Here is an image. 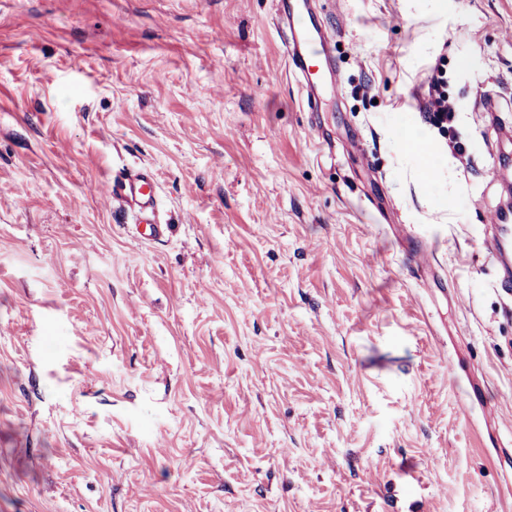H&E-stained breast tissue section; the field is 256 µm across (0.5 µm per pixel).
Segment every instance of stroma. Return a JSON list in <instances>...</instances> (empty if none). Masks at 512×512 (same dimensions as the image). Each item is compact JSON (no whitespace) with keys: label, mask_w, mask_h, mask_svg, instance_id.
Returning <instances> with one entry per match:
<instances>
[{"label":"stroma","mask_w":512,"mask_h":512,"mask_svg":"<svg viewBox=\"0 0 512 512\" xmlns=\"http://www.w3.org/2000/svg\"><path fill=\"white\" fill-rule=\"evenodd\" d=\"M310 6L0 0V512H512V0ZM280 16L288 25L286 45L290 65L310 90L321 82L323 70L332 67L327 50L334 44V38L329 29L316 23L306 2L295 3L290 8L284 5ZM445 74L443 68L435 69L425 88L422 110L427 113L428 123L448 135V146L461 156L468 152V145L455 132L456 111L448 99ZM114 215L128 211L138 214L141 224L149 227V236L158 239L164 235L166 226L155 221L157 207L155 175L148 167L127 169L111 182ZM490 223L492 234L487 238L486 246L489 251H491L495 256H498L511 247V214H505L502 212L494 214Z\"/></svg>","instance_id":"35a3bbf8"}]
</instances>
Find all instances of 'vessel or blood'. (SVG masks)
I'll list each match as a JSON object with an SVG mask.
<instances>
[{
    "mask_svg": "<svg viewBox=\"0 0 512 512\" xmlns=\"http://www.w3.org/2000/svg\"><path fill=\"white\" fill-rule=\"evenodd\" d=\"M280 16L288 25L286 45L293 71L303 78L306 87L319 84L323 72L332 67L327 50L334 42L333 37L328 29L316 23L305 0L283 8ZM111 186L115 214L136 212L140 222L148 226L152 238L164 235V225L155 220L156 181L151 169L140 166L124 170L112 180ZM490 227L492 234L486 240L489 251L499 255L512 248L511 215L502 212L493 215Z\"/></svg>",
    "mask_w": 512,
    "mask_h": 512,
    "instance_id": "vessel-or-blood-1",
    "label": "vessel or blood"
}]
</instances>
